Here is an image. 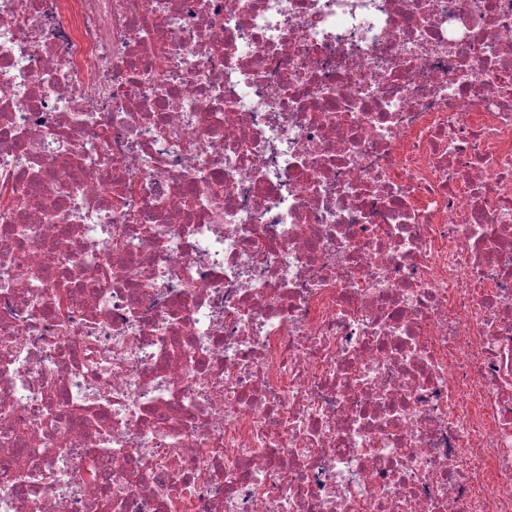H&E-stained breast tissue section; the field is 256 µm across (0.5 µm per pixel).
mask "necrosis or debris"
Masks as SVG:
<instances>
[{"instance_id": "necrosis-or-debris-1", "label": "necrosis or debris", "mask_w": 512, "mask_h": 512, "mask_svg": "<svg viewBox=\"0 0 512 512\" xmlns=\"http://www.w3.org/2000/svg\"><path fill=\"white\" fill-rule=\"evenodd\" d=\"M7 196L0 512H512V0H0Z\"/></svg>"}]
</instances>
